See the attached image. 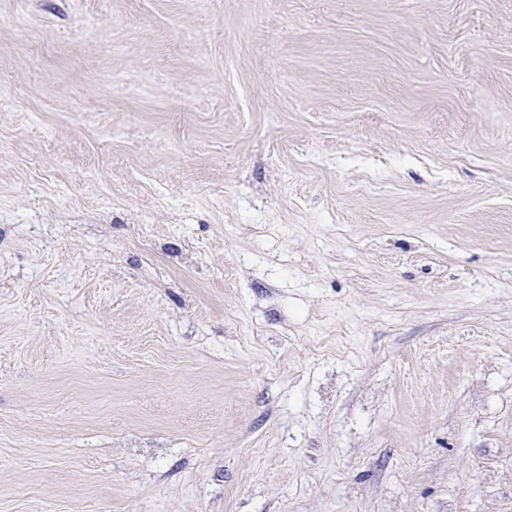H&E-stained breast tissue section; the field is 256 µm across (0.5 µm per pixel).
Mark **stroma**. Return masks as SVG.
I'll return each instance as SVG.
<instances>
[{"mask_svg":"<svg viewBox=\"0 0 512 512\" xmlns=\"http://www.w3.org/2000/svg\"><path fill=\"white\" fill-rule=\"evenodd\" d=\"M0 512H512V0H0Z\"/></svg>","mask_w":512,"mask_h":512,"instance_id":"1","label":"stroma"}]
</instances>
